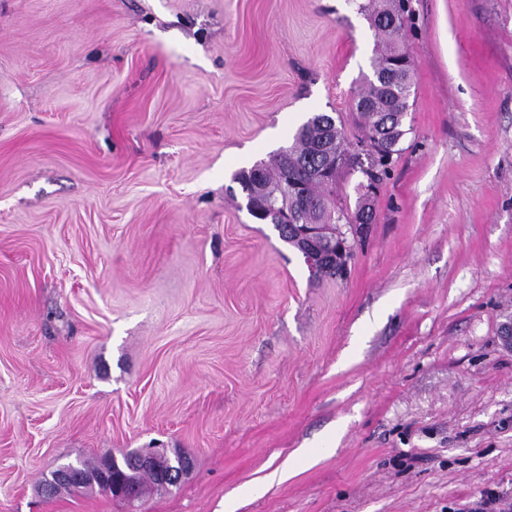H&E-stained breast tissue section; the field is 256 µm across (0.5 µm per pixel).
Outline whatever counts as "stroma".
<instances>
[{"label": "stroma", "instance_id": "obj_1", "mask_svg": "<svg viewBox=\"0 0 512 512\" xmlns=\"http://www.w3.org/2000/svg\"><path fill=\"white\" fill-rule=\"evenodd\" d=\"M360 0H0V512L512 501V0H405V135L345 279L238 171L348 143ZM190 459L136 505L60 463Z\"/></svg>", "mask_w": 512, "mask_h": 512}]
</instances>
